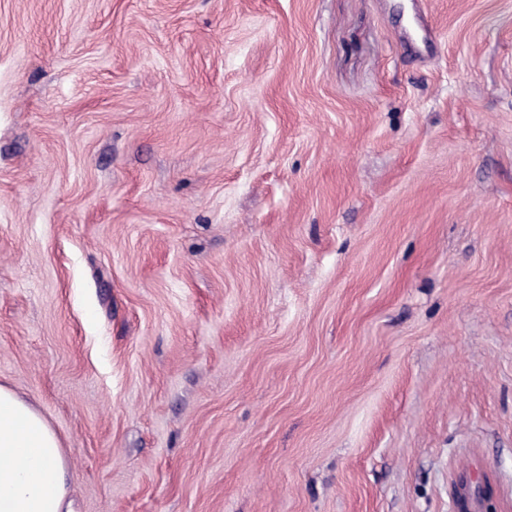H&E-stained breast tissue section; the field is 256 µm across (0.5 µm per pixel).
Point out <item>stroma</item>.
Instances as JSON below:
<instances>
[{
    "mask_svg": "<svg viewBox=\"0 0 512 512\" xmlns=\"http://www.w3.org/2000/svg\"><path fill=\"white\" fill-rule=\"evenodd\" d=\"M0 384L73 512H512V0H0Z\"/></svg>",
    "mask_w": 512,
    "mask_h": 512,
    "instance_id": "35a3bbf8",
    "label": "stroma"
}]
</instances>
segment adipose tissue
<instances>
[{
  "label": "adipose tissue",
  "mask_w": 512,
  "mask_h": 512,
  "mask_svg": "<svg viewBox=\"0 0 512 512\" xmlns=\"http://www.w3.org/2000/svg\"><path fill=\"white\" fill-rule=\"evenodd\" d=\"M66 472L54 429L0 384V512H69Z\"/></svg>",
  "instance_id": "adipose-tissue-1"
}]
</instances>
